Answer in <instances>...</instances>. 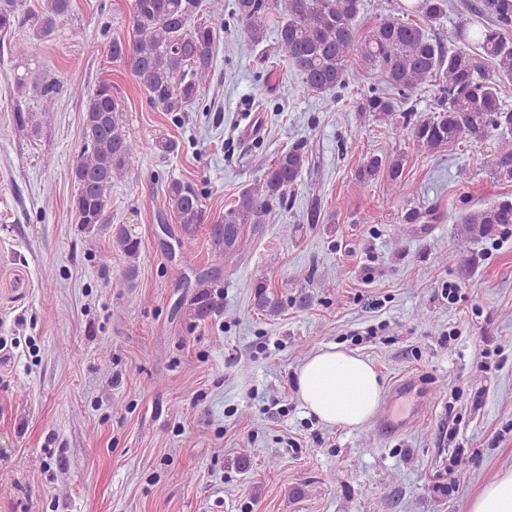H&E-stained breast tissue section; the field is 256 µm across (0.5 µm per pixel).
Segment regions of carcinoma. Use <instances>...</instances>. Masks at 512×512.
I'll use <instances>...</instances> for the list:
<instances>
[{
	"mask_svg": "<svg viewBox=\"0 0 512 512\" xmlns=\"http://www.w3.org/2000/svg\"><path fill=\"white\" fill-rule=\"evenodd\" d=\"M26 0H0V53L25 55L36 41L52 35L65 17L72 0H44L35 10ZM451 0H418L421 19L384 16L375 24L364 23V0H236L235 15L247 46L255 49L266 38L270 16L278 18L277 48L280 56L301 79L299 91L327 93L348 86L359 77L349 68L355 56L373 75V87L359 111L383 120L397 133L404 132L417 147L436 151L462 140L476 145L493 142L490 160L493 176L512 181V106L501 96V83L512 82V0H476L467 5L471 18L458 25L448 43L432 38L427 26L447 16ZM223 9V0H132V34L114 39L109 58L123 64L144 90L150 104L178 114L200 100L214 65L215 33L207 18ZM28 27L33 39L5 44L15 30ZM441 78L438 111L433 116L411 119L400 96L419 89L432 78ZM41 112H16L15 122L37 134L55 111L57 84L36 88ZM83 99V139L71 167L76 192L71 207L77 223L111 237L125 258L122 277L133 285L138 275L140 240L125 224L112 223V185L124 180L131 161L139 154L159 150L173 153L172 140L155 143L132 139L119 122L120 104L112 83L102 82L91 92L78 89ZM308 162L301 143L292 145L269 164L261 177L246 185L230 208L211 218L205 194L189 179H172L162 198L165 210L182 224L192 238L203 224L210 225L214 244L232 250L247 224H263L274 200L285 201L295 189ZM386 178L392 194L406 201L417 188L406 177L405 159L386 152L367 156L357 177L370 181ZM435 209L415 205L402 216L405 224H431ZM512 225V197L482 205L470 200L454 217V233L478 244L492 239ZM275 272L254 284L256 309L275 316L281 303L272 289ZM217 285L202 282L187 307L186 315L202 322L219 313Z\"/></svg>",
	"mask_w": 512,
	"mask_h": 512,
	"instance_id": "obj_1",
	"label": "carcinoma"
}]
</instances>
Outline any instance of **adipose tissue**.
<instances>
[{
    "mask_svg": "<svg viewBox=\"0 0 512 512\" xmlns=\"http://www.w3.org/2000/svg\"><path fill=\"white\" fill-rule=\"evenodd\" d=\"M298 396L310 415L331 427H358L375 414L382 392L373 363L332 344L314 351L297 374ZM468 512H512V469L473 497Z\"/></svg>",
    "mask_w": 512,
    "mask_h": 512,
    "instance_id": "adipose-tissue-1",
    "label": "adipose tissue"
}]
</instances>
